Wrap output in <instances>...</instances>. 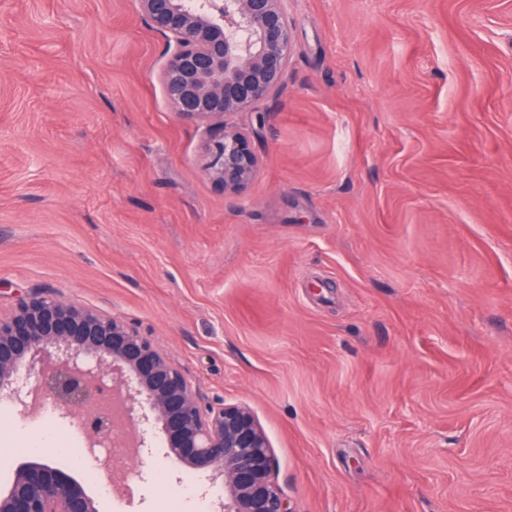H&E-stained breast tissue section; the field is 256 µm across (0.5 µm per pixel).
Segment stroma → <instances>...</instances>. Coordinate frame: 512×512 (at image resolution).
Wrapping results in <instances>:
<instances>
[{"label": "stroma", "instance_id": "stroma-1", "mask_svg": "<svg viewBox=\"0 0 512 512\" xmlns=\"http://www.w3.org/2000/svg\"><path fill=\"white\" fill-rule=\"evenodd\" d=\"M285 8L228 196L136 0H0V315L136 326L202 407L249 406L292 512H512V0ZM147 437L53 461L102 512H172L210 479Z\"/></svg>", "mask_w": 512, "mask_h": 512}]
</instances>
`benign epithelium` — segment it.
I'll list each match as a JSON object with an SVG mask.
<instances>
[{"label": "benign epithelium", "instance_id": "1", "mask_svg": "<svg viewBox=\"0 0 512 512\" xmlns=\"http://www.w3.org/2000/svg\"><path fill=\"white\" fill-rule=\"evenodd\" d=\"M284 0H138L150 27L173 44L163 86L173 111L217 124L203 171L226 195L240 194L258 159L249 136L225 117L250 112L276 94L297 50ZM118 390L121 424L135 451L147 427L166 434L165 454L221 480L202 496L221 512H290L274 479L270 440L242 403L202 408L163 350L127 321L50 295L0 315V392L17 415L43 407L77 420L88 447L112 434V415L97 409L103 383ZM0 512H99L68 470L26 461L0 489Z\"/></svg>", "mask_w": 512, "mask_h": 512}]
</instances>
